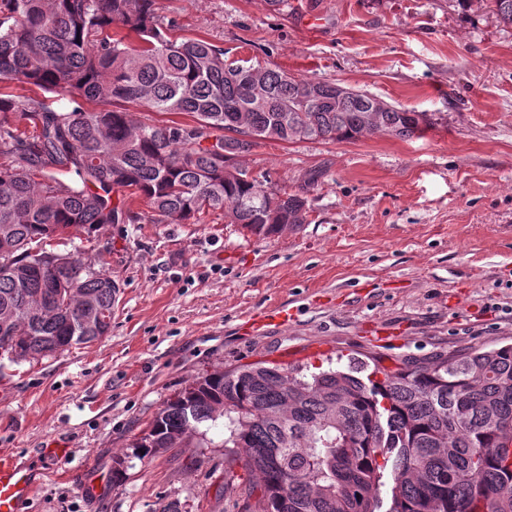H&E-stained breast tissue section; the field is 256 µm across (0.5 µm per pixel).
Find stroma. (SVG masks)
I'll return each instance as SVG.
<instances>
[{
    "mask_svg": "<svg viewBox=\"0 0 512 512\" xmlns=\"http://www.w3.org/2000/svg\"><path fill=\"white\" fill-rule=\"evenodd\" d=\"M171 37L202 36L298 78L427 113L421 137L264 142L243 163L304 192L306 224L259 238L199 223L107 224L63 251L104 255L122 287L112 330L0 371V455L40 465L21 512H249L257 475L208 448L146 461L131 444L174 392L264 362L395 368L512 344V28L454 0H157ZM295 307L243 338L249 314ZM67 448L65 460L41 449ZM125 473L113 480L115 458Z\"/></svg>",
    "mask_w": 512,
    "mask_h": 512,
    "instance_id": "35a3bbf8",
    "label": "stroma"
}]
</instances>
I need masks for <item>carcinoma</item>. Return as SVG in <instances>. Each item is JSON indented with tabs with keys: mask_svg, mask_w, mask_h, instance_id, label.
Returning a JSON list of instances; mask_svg holds the SVG:
<instances>
[{
	"mask_svg": "<svg viewBox=\"0 0 512 512\" xmlns=\"http://www.w3.org/2000/svg\"><path fill=\"white\" fill-rule=\"evenodd\" d=\"M489 2L512 26V0ZM156 0H0V79L44 98L0 92V370L88 345L112 328L117 283L102 258L45 248L143 215L224 221L258 237L307 223L308 200L228 172L262 142L421 136L423 112L371 108L336 92L227 57L207 38L168 36ZM191 124L142 122L127 105ZM33 124L16 134L13 118ZM250 131L256 138L241 134ZM224 425L232 461L259 475L256 512H512V345L394 369L311 374L250 365L214 371L175 392L131 444L140 460Z\"/></svg>",
	"mask_w": 512,
	"mask_h": 512,
	"instance_id": "obj_1",
	"label": "carcinoma"
}]
</instances>
